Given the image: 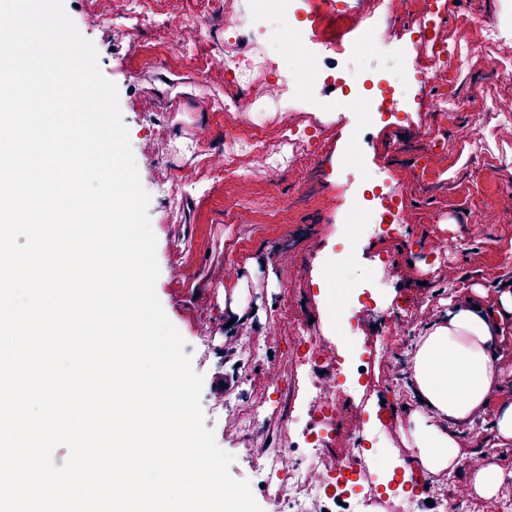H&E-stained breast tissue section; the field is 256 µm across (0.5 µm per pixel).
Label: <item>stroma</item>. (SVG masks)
I'll use <instances>...</instances> for the list:
<instances>
[{
	"instance_id": "stroma-1",
	"label": "stroma",
	"mask_w": 512,
	"mask_h": 512,
	"mask_svg": "<svg viewBox=\"0 0 512 512\" xmlns=\"http://www.w3.org/2000/svg\"><path fill=\"white\" fill-rule=\"evenodd\" d=\"M69 15L83 37L98 52L102 75L116 84L124 123L141 185L150 196L148 215L157 238L160 274L155 291L165 314L185 341L193 367L203 375L200 402L205 426L217 445L234 458L229 468L237 480H249L263 512L272 507L253 479V461L272 447L292 409L310 421L311 400L301 390L312 370L297 358L298 325L316 336L332 337L327 324L326 296L320 280L334 253L347 247L346 267L340 284L371 283L373 275L386 279L384 293L361 296L348 313L357 322L355 335L337 337L338 351L362 352L367 373L359 384L344 385L345 407L338 432L360 431L366 447L362 462L373 468L393 466L396 482H403L412 452L402 442L406 410L415 409L405 383L390 384V371L409 364L426 325L439 318L452 298L481 292L496 299L494 281H512V125L500 115L512 111V63L491 47L466 51L457 75L463 98L448 122L438 123L429 109L439 88L427 87L414 104L413 121L404 113L387 112L375 130L377 147L364 153L360 165L374 177L392 174L402 184L406 224H382L372 235L343 245L341 227L332 218L348 208L355 184L346 179L343 155L350 141V126L336 112H269L265 115L267 142L278 147V132L290 127L317 138L319 172L313 189H305L303 176L292 172L270 178L256 170L245 181L209 170L206 151L224 146V128L233 124L224 104L236 89L222 75L207 73L208 59L224 54V0H180L179 14H171L169 0H65ZM123 17L127 35L115 37L101 13ZM198 21L202 37L194 48L173 50L163 28L174 19ZM151 100L153 111L140 103ZM481 113L485 136L480 144L464 141L473 113ZM439 128L452 158L451 167L436 180L422 174L423 159L409 149L416 131ZM172 187V195L157 190ZM284 205L277 214L265 208L268 195ZM487 201L492 210L483 225L469 222L471 201ZM460 243L452 261L459 279L448 285L440 280L434 250L441 236ZM292 249L296 262L279 261L281 249ZM232 276H225V269ZM245 304V321L235 330L233 301ZM423 310L421 323L407 326L403 344L384 346L378 321L371 311L408 318ZM211 327L210 345L197 338L199 322ZM278 325L280 334L267 340L266 330ZM279 369L278 386H267L264 373ZM233 383L225 398L230 404H262L265 415L250 435H243L231 412H213L215 396L209 386L216 372ZM485 415L463 427L459 456L463 463L435 479L430 495L447 498L469 483L464 463L474 453L487 463L512 470V454Z\"/></svg>"
}]
</instances>
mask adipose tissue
Masks as SVG:
<instances>
[{"mask_svg": "<svg viewBox=\"0 0 512 512\" xmlns=\"http://www.w3.org/2000/svg\"><path fill=\"white\" fill-rule=\"evenodd\" d=\"M512 320V289L496 300L482 296L449 301L443 318L428 325L408 368L417 401L403 433L424 476L433 478L458 464L462 427L474 424L493 398L502 371L496 351Z\"/></svg>", "mask_w": 512, "mask_h": 512, "instance_id": "adipose-tissue-1", "label": "adipose tissue"}]
</instances>
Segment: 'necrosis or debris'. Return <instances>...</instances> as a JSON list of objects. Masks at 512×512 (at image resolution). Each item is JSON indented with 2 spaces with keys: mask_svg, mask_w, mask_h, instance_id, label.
Listing matches in <instances>:
<instances>
[{
  "mask_svg": "<svg viewBox=\"0 0 512 512\" xmlns=\"http://www.w3.org/2000/svg\"><path fill=\"white\" fill-rule=\"evenodd\" d=\"M415 10L420 15L418 44H426V31L433 15L430 0H236L232 28L240 34L244 50L228 48L222 60L209 62V69L220 70L233 84H260L257 95H243L227 104L230 112H279L293 103L296 84H319L322 95L336 93L346 98L355 122L357 146L349 157L355 167L354 180H362L357 169L359 147L373 141L375 114L391 109L393 100L378 97L366 102L347 97L346 91L360 82L359 74L344 71L345 38L360 28L369 37L361 52H369L392 36V24L402 13ZM276 16L282 28L275 43L259 40L255 27L266 17ZM494 46L512 53L502 29L484 20L479 9H472L465 22L429 57L418 54L401 58L387 71L385 82L393 89H406L411 83L421 86H453L461 64L460 47ZM284 147L271 151L260 134L240 135L236 128L224 132V149L207 155L211 169L237 174L238 158H249L253 168L278 174L281 168H307L309 146L303 140L284 137ZM340 383L312 380L307 395L316 404L319 416L302 434L285 431L267 449L253 469L261 477L274 512H371L375 505L393 508V496L380 492V471L361 465L362 440L357 434L342 438L348 470L354 478H340L330 464L324 447L331 436L329 426L344 407L340 403Z\"/></svg>",
  "mask_w": 512,
  "mask_h": 512,
  "instance_id": "1",
  "label": "necrosis or debris"
}]
</instances>
